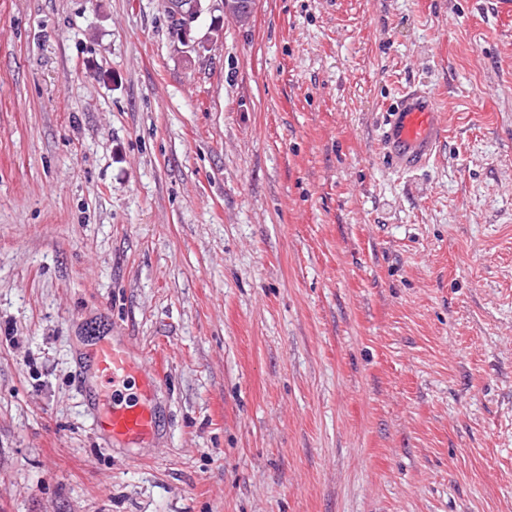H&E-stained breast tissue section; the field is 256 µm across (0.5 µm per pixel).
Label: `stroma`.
Returning <instances> with one entry per match:
<instances>
[{
	"mask_svg": "<svg viewBox=\"0 0 512 512\" xmlns=\"http://www.w3.org/2000/svg\"><path fill=\"white\" fill-rule=\"evenodd\" d=\"M104 336L159 367L130 448ZM0 512H512L501 0H256L198 54L164 0H0ZM386 112L380 137L391 165L401 171L425 166L446 130L435 98L426 92L404 91ZM93 370L104 383L112 387L120 381L139 374V392L135 399L107 400L100 393L95 428L112 443L135 444L149 440L157 429L154 404L156 374L146 358L136 362L131 351L123 344L111 340L97 342L89 353ZM153 369L154 371H151Z\"/></svg>",
	"mask_w": 512,
	"mask_h": 512,
	"instance_id": "1",
	"label": "stroma"
}]
</instances>
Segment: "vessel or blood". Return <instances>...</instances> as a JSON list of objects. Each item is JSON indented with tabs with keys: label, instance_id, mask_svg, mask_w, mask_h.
Segmentation results:
<instances>
[{
	"label": "vessel or blood",
	"instance_id": "1",
	"mask_svg": "<svg viewBox=\"0 0 512 512\" xmlns=\"http://www.w3.org/2000/svg\"><path fill=\"white\" fill-rule=\"evenodd\" d=\"M445 130V117L435 98L425 92L408 90L402 92L385 114L380 137L391 165L412 171L430 161ZM89 357L103 382L114 384L135 375L141 378L135 399L99 398L96 430L119 444L149 440L157 429L155 372L147 361H136L125 345L105 339L94 345Z\"/></svg>",
	"mask_w": 512,
	"mask_h": 512
}]
</instances>
